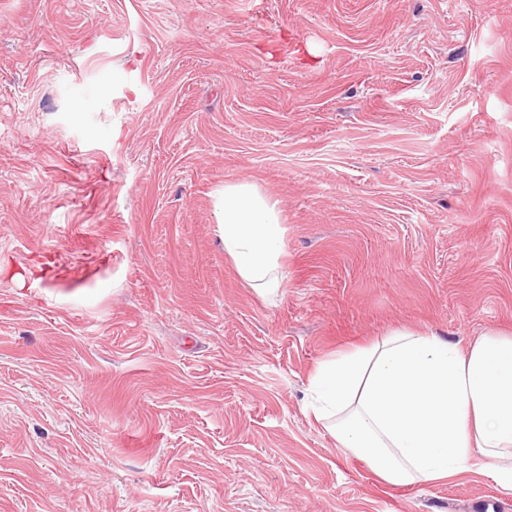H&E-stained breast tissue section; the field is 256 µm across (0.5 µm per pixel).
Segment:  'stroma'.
I'll return each instance as SVG.
<instances>
[{
	"mask_svg": "<svg viewBox=\"0 0 512 512\" xmlns=\"http://www.w3.org/2000/svg\"><path fill=\"white\" fill-rule=\"evenodd\" d=\"M238 180L272 300L217 234ZM397 327L512 334V0H0V512H512L307 416ZM215 213L224 254L240 281L264 298L275 296L285 280L287 232L278 201L255 183L227 181Z\"/></svg>",
	"mask_w": 512,
	"mask_h": 512,
	"instance_id": "35a3bbf8",
	"label": "stroma"
}]
</instances>
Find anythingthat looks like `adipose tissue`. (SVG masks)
<instances>
[{"label":"adipose tissue","instance_id":"obj_1","mask_svg":"<svg viewBox=\"0 0 512 512\" xmlns=\"http://www.w3.org/2000/svg\"><path fill=\"white\" fill-rule=\"evenodd\" d=\"M216 217L240 281L275 296L287 232L278 201L254 183L228 181ZM306 412L390 485L472 472L512 493L510 335L487 333L464 349L432 332L392 330L320 363Z\"/></svg>","mask_w":512,"mask_h":512}]
</instances>
